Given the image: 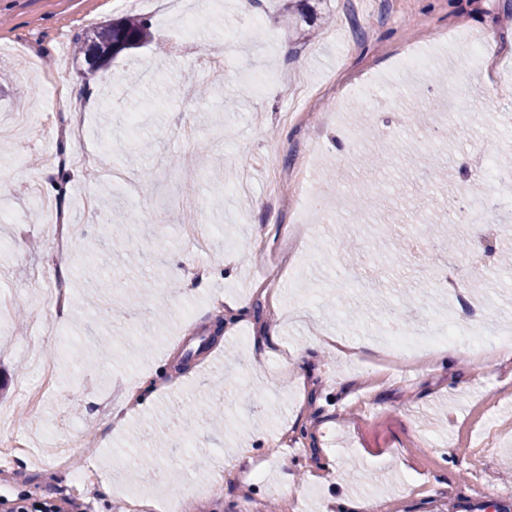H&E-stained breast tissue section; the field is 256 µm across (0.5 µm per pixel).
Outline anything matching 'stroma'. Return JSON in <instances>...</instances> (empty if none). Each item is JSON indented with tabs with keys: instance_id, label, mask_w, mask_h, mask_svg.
<instances>
[{
	"instance_id": "stroma-1",
	"label": "stroma",
	"mask_w": 512,
	"mask_h": 512,
	"mask_svg": "<svg viewBox=\"0 0 512 512\" xmlns=\"http://www.w3.org/2000/svg\"><path fill=\"white\" fill-rule=\"evenodd\" d=\"M225 2L217 11L209 0H0V128L12 147L0 153V297L10 303L0 441L35 450L49 429L72 442L66 467L21 455L10 482L45 502L95 469L112 494L89 491L81 512H128L129 496L158 487L179 495L184 512H285L289 503L324 512L360 497L376 512H512V361L490 348L433 369L405 357L378 378V337L391 318L415 334L465 332L484 315L512 326V265L499 260L512 252V203L493 205L481 227L453 226L487 247L484 266L428 231L458 207L456 184L481 175L458 169L459 157L489 153L512 167V98L498 97L462 44L434 39L456 25L495 28L496 55L512 68V0H309L313 20L288 14V0H258L254 16L231 26L240 3ZM128 15L150 21L153 44L87 74L73 52L79 37ZM410 46L432 57L418 90L397 72ZM297 70L312 95L291 100L278 80ZM458 80L481 107L450 136L426 101ZM366 83L391 112L365 111L357 92ZM200 84L209 91L186 139L183 92ZM71 90L78 106L64 101ZM335 98L342 109L318 128L321 102ZM21 107L81 122L82 145L12 135ZM288 109L301 117L286 126ZM387 121L390 137L369 136ZM348 128L363 138L345 137ZM104 139L138 197L89 179L91 163L59 164ZM312 150L306 178L323 211L287 251L285 229L304 208L290 175ZM60 178L62 208L84 227L63 249L27 189ZM87 194L92 215L79 207ZM189 224L210 235L208 255L198 256ZM257 241L283 259L247 291ZM442 259L467 304L438 292ZM201 260L209 273L197 281L187 270ZM213 295L245 304L247 319L225 326ZM270 329L280 345L259 374L253 355ZM327 336L360 345L359 356L326 348L301 375L284 370V352ZM134 370L155 384L149 402L121 394ZM284 436L293 455L280 453ZM252 458L266 472L244 493L237 481Z\"/></svg>"
}]
</instances>
